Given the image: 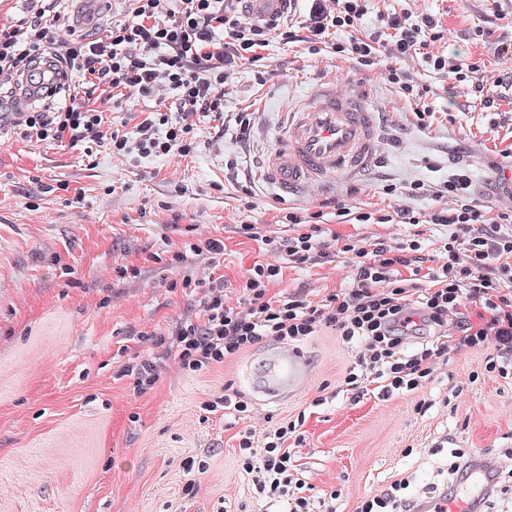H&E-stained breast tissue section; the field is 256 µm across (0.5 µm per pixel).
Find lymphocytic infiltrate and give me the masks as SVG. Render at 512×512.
Returning a JSON list of instances; mask_svg holds the SVG:
<instances>
[{
	"label": "lymphocytic infiltrate",
	"instance_id": "obj_1",
	"mask_svg": "<svg viewBox=\"0 0 512 512\" xmlns=\"http://www.w3.org/2000/svg\"><path fill=\"white\" fill-rule=\"evenodd\" d=\"M131 21L112 25L100 38L70 37L51 50L55 30L61 29L60 14L38 11L20 25L0 26V88L16 77L33 78L40 63L56 73L54 86L46 93L54 98L67 92L65 106L18 113L15 125L22 139L30 142L94 144L113 156L128 160L150 156L188 157L197 148V115L221 116L224 112V75L242 54L267 46L270 36L296 41L287 20L279 18L258 26L243 21L224 0H132ZM326 10L322 0H313L314 24L310 34L324 42L330 28L351 29L339 52L351 55L365 67L378 64L380 41L372 34H354L365 14V0H334ZM395 32L398 53L421 51L434 69L467 83L483 93L485 75L481 64L463 57L433 54L443 30L437 19L391 14L386 20ZM105 85L121 96L136 92L157 93L169 98L165 109L138 116L135 137L120 130L105 131L102 112L81 101L77 83ZM472 181L467 171L449 177L437 190L455 205L433 212L431 223L450 227L451 234L427 278L403 275L412 263L410 255L395 253L383 243L367 248L342 239L339 250L354 263V285L329 294L315 303L301 294L277 295L269 285L283 277V263L255 262L241 285L243 302L226 303L224 277L209 271L202 278L183 276L181 290L208 289L200 314L185 319L165 334H152L154 356L122 365L118 376L135 379L143 393L160 379L166 361L173 360L188 373L208 369L272 337L296 342L331 327L344 341H361L363 348L344 383L352 399L363 397L370 384L383 385L384 395L414 392L432 378L438 358L452 350H480L495 344L485 371L512 376V237L484 233L483 223H512V209H500L494 218L470 204ZM287 223L296 236L283 250L289 263L300 266L321 255L325 246L321 226L311 214L289 213ZM478 304L476 320L458 321L456 334H448V317L465 302ZM436 328V342L412 352L403 345L408 337ZM304 416L280 423L262 443L251 431L238 433V461L257 494L269 502L284 503L287 512H312L303 496L290 448L304 440Z\"/></svg>",
	"mask_w": 512,
	"mask_h": 512
}]
</instances>
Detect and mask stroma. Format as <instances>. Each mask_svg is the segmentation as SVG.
<instances>
[{
	"instance_id": "1",
	"label": "stroma",
	"mask_w": 512,
	"mask_h": 512,
	"mask_svg": "<svg viewBox=\"0 0 512 512\" xmlns=\"http://www.w3.org/2000/svg\"><path fill=\"white\" fill-rule=\"evenodd\" d=\"M56 8L80 35L104 33L129 18L132 5L58 0ZM393 12L439 19L446 33L436 50L484 64L493 106L418 54H388L371 68L337 55L333 46L347 34L334 29L324 43L273 40L262 60H239L224 83L223 119H198L197 149L186 158L124 163L104 148L88 155L66 142L37 146L0 137V512H282L254 494L223 413L201 417V404L227 389L252 409L236 429L261 435L305 414V442L295 457L317 512H356L361 500L397 481L405 482L406 499L446 487L455 449L498 458L501 488L478 507L512 512V379L485 372L492 348L438 360L419 391L386 397L373 383L357 402L342 387L357 349L331 327L299 342L310 376L281 402H265L251 388L264 352L279 345L273 338L193 375L167 361L159 382L142 394L133 378L116 375L122 363L150 354L140 333L168 332L199 309L197 295L168 285L209 262L191 254L172 264L174 244L223 240L214 262L234 302L248 269L272 257L263 238L294 236L293 225L281 221L288 213L318 208L324 230L394 250L415 241L428 257L450 233L425 221L441 206L434 191L464 167L472 205L495 214L503 167L512 159V0H366L360 30L390 43L394 32L381 17ZM393 71L425 89V124L391 82ZM325 84L365 96L380 132L379 158L360 178L281 199L258 176V164L279 145L298 99ZM90 104L130 133L128 113L154 111L160 100L115 97L102 86ZM241 112L252 115L245 141L235 134ZM414 181L422 188L412 195ZM340 205L393 220L343 223ZM402 211L415 223L398 221ZM243 222L257 226L259 240L240 233ZM117 260L131 273H114ZM352 285L338 253L284 268L273 290L317 301ZM318 396L324 403L316 407ZM421 401L430 404L423 415L415 410ZM189 456L206 463L192 499L182 494L181 462Z\"/></svg>"
}]
</instances>
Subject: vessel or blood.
I'll return each instance as SVG.
<instances>
[{"instance_id": "b4317fda", "label": "vessel or blood", "mask_w": 512, "mask_h": 512, "mask_svg": "<svg viewBox=\"0 0 512 512\" xmlns=\"http://www.w3.org/2000/svg\"><path fill=\"white\" fill-rule=\"evenodd\" d=\"M252 17L268 19L284 15L295 0H244ZM379 151L373 113L350 92L332 86L320 88L290 113L283 144L262 163L263 178L275 183L283 196L351 176L372 165ZM264 371L252 386L269 401H277L302 388L310 373L303 352L279 348L266 353ZM476 466L466 481L486 490L497 459L476 454ZM417 512H471V504L440 497L416 502Z\"/></svg>"}]
</instances>
